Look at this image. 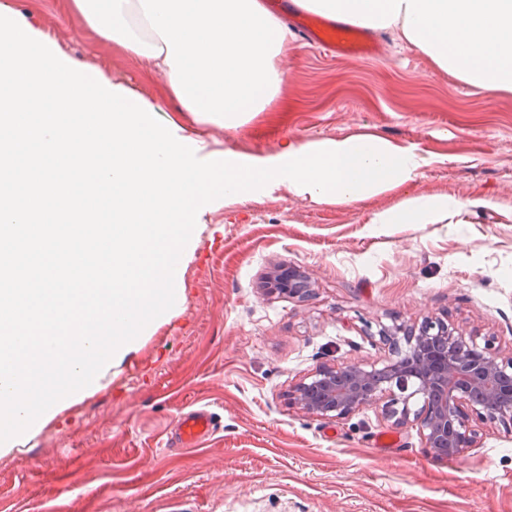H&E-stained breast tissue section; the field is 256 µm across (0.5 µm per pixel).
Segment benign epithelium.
<instances>
[{
  "label": "benign epithelium",
  "instance_id": "benign-epithelium-1",
  "mask_svg": "<svg viewBox=\"0 0 512 512\" xmlns=\"http://www.w3.org/2000/svg\"><path fill=\"white\" fill-rule=\"evenodd\" d=\"M380 337L392 355L386 365L323 367L295 386L292 403L308 414L337 419L384 398L387 418L417 421L425 447L440 460L473 446L475 418L512 429V355L500 358L489 345L440 321L383 328ZM417 397L440 401V413L429 419L412 410Z\"/></svg>",
  "mask_w": 512,
  "mask_h": 512
}]
</instances>
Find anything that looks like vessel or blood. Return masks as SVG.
Masks as SVG:
<instances>
[{"instance_id": "obj_1", "label": "vessel or blood", "mask_w": 512, "mask_h": 512, "mask_svg": "<svg viewBox=\"0 0 512 512\" xmlns=\"http://www.w3.org/2000/svg\"><path fill=\"white\" fill-rule=\"evenodd\" d=\"M272 13L291 11V25L298 38L307 44L339 56L369 57L379 53L380 45L357 27L333 23L295 9L291 0H272ZM218 429L215 412L200 405L184 410L178 417L171 438L179 447L194 448Z\"/></svg>"}]
</instances>
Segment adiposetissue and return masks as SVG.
Masks as SVG:
<instances>
[{
    "instance_id": "1",
    "label": "adipose tissue",
    "mask_w": 512,
    "mask_h": 512,
    "mask_svg": "<svg viewBox=\"0 0 512 512\" xmlns=\"http://www.w3.org/2000/svg\"><path fill=\"white\" fill-rule=\"evenodd\" d=\"M308 10L374 30L397 29L432 66L472 88L512 94V0H305ZM99 43L160 73L159 115L217 129L265 111L283 83L288 32L260 0H59ZM475 199L420 195L374 212L375 224L461 223Z\"/></svg>"
}]
</instances>
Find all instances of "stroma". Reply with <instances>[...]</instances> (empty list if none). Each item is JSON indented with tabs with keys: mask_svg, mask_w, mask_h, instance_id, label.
<instances>
[{
	"mask_svg": "<svg viewBox=\"0 0 512 512\" xmlns=\"http://www.w3.org/2000/svg\"><path fill=\"white\" fill-rule=\"evenodd\" d=\"M74 57L158 100L164 81L99 46L56 0H7ZM369 59L291 44L279 97L216 147L270 154L372 133L432 157L414 183L354 204L312 205L280 191L208 214L181 312L115 364L99 388L0 457V512H512V432L477 422L475 445L432 458L415 421L382 403L342 418L306 414L288 393L319 366L376 364L380 326L441 319L512 354V94L432 69L397 34ZM482 198L466 223L372 224L416 195ZM314 293L270 292L280 263ZM212 407L221 427L169 448L179 414ZM389 434L391 446L374 445Z\"/></svg>",
	"mask_w": 512,
	"mask_h": 512,
	"instance_id": "1",
	"label": "stroma"
}]
</instances>
